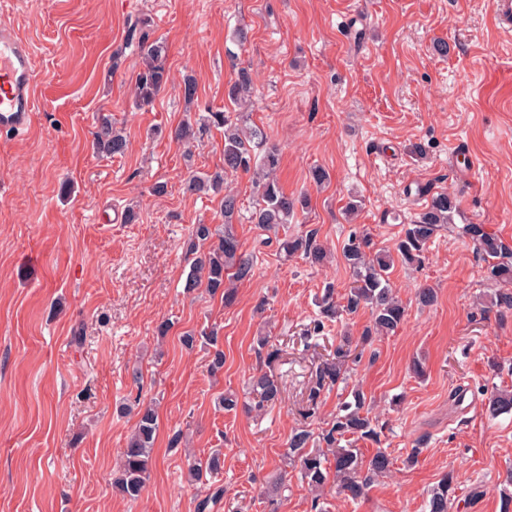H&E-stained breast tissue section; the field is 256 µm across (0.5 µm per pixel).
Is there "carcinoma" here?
Returning a JSON list of instances; mask_svg holds the SVG:
<instances>
[{
  "label": "carcinoma",
  "instance_id": "cac0c4a2",
  "mask_svg": "<svg viewBox=\"0 0 512 512\" xmlns=\"http://www.w3.org/2000/svg\"><path fill=\"white\" fill-rule=\"evenodd\" d=\"M143 67L138 73L134 86V102L137 107L151 104L162 87L168 82L166 69V46L158 40H149L142 35L137 42ZM253 90L250 66L240 65L236 78L224 91L232 104L239 105L247 100ZM212 127L224 129V162L211 173L193 175L187 181V190L195 194L220 195L224 213V224H197L187 244V253L193 255L186 288L200 284L213 296L220 295L224 306H231L236 300L229 281H242L251 276L253 257L241 251V245L234 231V221L239 217L241 207L238 196L228 189L227 177L239 171L256 177L259 190L257 206L251 213L253 223L263 230L279 232V227L290 223L298 209L306 205L305 198L290 195L284 191L275 177L280 165L278 149L268 144L265 131L258 126L244 124L241 112H209L195 122L187 121L176 131V137L192 146L200 141L204 132ZM97 153L105 156H122L128 144L126 138L115 131L112 123L103 121L94 136ZM457 198L448 192L432 195L426 208L406 226L391 250H373L371 239L365 234H350L343 246L345 265L352 273V285L346 289L341 300H336L335 286L328 284L316 304L319 308L314 330L324 327V322L340 316L356 314L361 310L370 313V325L361 337L362 345H369L377 336H388L395 332L405 319L406 307L394 295L389 285L390 270L395 260L405 264L421 265L429 242L452 223L458 212ZM463 234L473 243L477 253L487 262L489 279L502 285L490 304L493 307L512 310V245L495 234L489 233L482 224H466ZM278 250L287 257L299 255L310 265L317 267L327 263L328 253L317 240L314 230L300 235L284 236L277 239ZM210 346L209 370L215 374L224 367V350L219 344L217 329L204 330L200 335L186 333L181 343L192 348L198 340ZM257 350L266 352V366L274 365L280 358V349L270 343V337L258 336ZM361 353L352 349V341L346 336L310 373L307 381V406L302 412L305 420L316 417L319 399L324 391L333 388L346 378L348 364L356 362ZM248 410L256 412L272 408L282 400V387L272 373L257 369L248 378ZM367 398L356 390L352 400L343 402L336 415L327 422V427L316 434L302 425L291 430L287 448L282 453L285 465L298 471L302 482L310 490L320 491L334 482L347 498L359 501L365 498L374 478L386 474L392 461L389 455L379 449L369 460H364L357 448H344V439L355 441L379 440V434L369 412L365 410ZM487 410L490 415L512 411V392L498 391L488 398ZM157 432V414L153 404L140 407L138 420L132 435L121 452L119 476L115 487L127 499H137L150 477L153 448ZM334 462H329V459ZM223 460L216 453L205 465L195 463L189 467V478L195 482L204 475L221 471ZM452 477L445 478L432 491L427 503L429 512H448V496L452 490Z\"/></svg>",
  "mask_w": 512,
  "mask_h": 512
}]
</instances>
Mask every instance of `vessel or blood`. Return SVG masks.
<instances>
[{
    "label": "vessel or blood",
    "mask_w": 512,
    "mask_h": 512,
    "mask_svg": "<svg viewBox=\"0 0 512 512\" xmlns=\"http://www.w3.org/2000/svg\"><path fill=\"white\" fill-rule=\"evenodd\" d=\"M35 90L30 46L0 21V132L27 126L35 108Z\"/></svg>",
    "instance_id": "obj_1"
}]
</instances>
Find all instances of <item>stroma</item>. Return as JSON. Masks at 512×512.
I'll return each mask as SVG.
<instances>
[{
	"mask_svg": "<svg viewBox=\"0 0 512 512\" xmlns=\"http://www.w3.org/2000/svg\"><path fill=\"white\" fill-rule=\"evenodd\" d=\"M492 10L493 0H0V21L31 46L37 75L30 124L0 135V512H195L205 488L189 482L188 463L216 450L224 496L209 512H312L316 502L324 512H427L448 475V512H500L512 413L489 417L484 394L512 390V312L482 309L496 285L463 233L482 224L512 244V37L493 26ZM140 17L166 43L170 73L143 109L132 98L141 59L128 41ZM240 29L246 42L235 39ZM439 39L447 56L433 49ZM240 61L255 73L247 121L279 148L282 188L308 198L290 229L317 230L331 260L313 268L280 255L249 219L252 176L234 175V230L254 273L227 307L185 288L193 225L224 222L220 198L187 192L185 181L222 165L224 132L190 148L175 131L223 110ZM104 117L126 135L124 155L94 152ZM317 166L330 175L320 186ZM444 190L459 203L453 223L422 267L398 262L389 277L403 324L365 346L321 407L330 419L360 388L382 429L360 451H386L391 471L353 502L332 486L314 497L292 469L269 505L266 482L302 421L311 371L370 323L362 311L306 335L324 285L341 294L352 281L344 242L357 230L392 247ZM424 287L436 291L434 306L417 304ZM164 320L171 329L160 339ZM211 326L224 349L215 374L203 347L179 341ZM259 335L282 350L271 371L283 399L259 414L224 411L220 395L243 394L263 365ZM416 359L424 377L410 369ZM150 402L153 465L130 500L112 481L138 406Z\"/></svg>",
	"mask_w": 512,
	"mask_h": 512,
	"instance_id": "obj_1",
	"label": "stroma"
}]
</instances>
